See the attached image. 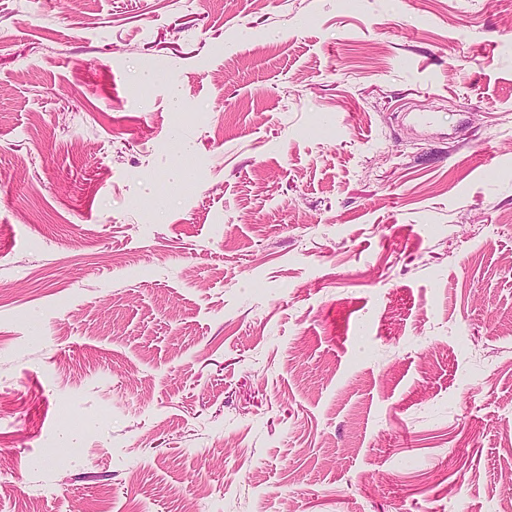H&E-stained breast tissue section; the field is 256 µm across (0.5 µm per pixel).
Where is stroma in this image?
<instances>
[{"label":"stroma","instance_id":"1","mask_svg":"<svg viewBox=\"0 0 512 512\" xmlns=\"http://www.w3.org/2000/svg\"><path fill=\"white\" fill-rule=\"evenodd\" d=\"M0 472V512L512 502V0H0Z\"/></svg>","mask_w":512,"mask_h":512}]
</instances>
